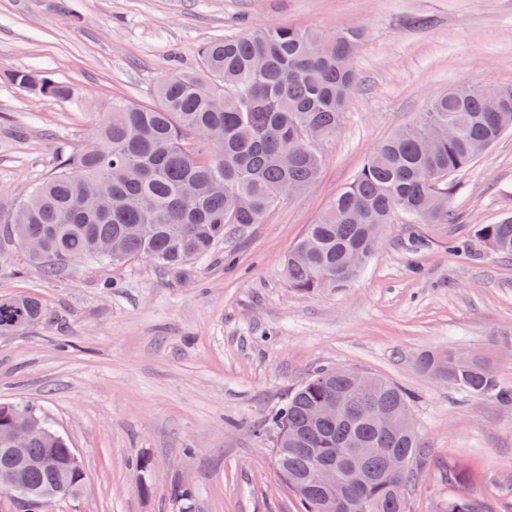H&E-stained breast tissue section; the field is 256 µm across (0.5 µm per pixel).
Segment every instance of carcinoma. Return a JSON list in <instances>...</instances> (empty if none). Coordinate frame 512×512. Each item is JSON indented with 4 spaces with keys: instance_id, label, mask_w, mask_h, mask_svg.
<instances>
[{
    "instance_id": "cac0c4a2",
    "label": "carcinoma",
    "mask_w": 512,
    "mask_h": 512,
    "mask_svg": "<svg viewBox=\"0 0 512 512\" xmlns=\"http://www.w3.org/2000/svg\"><path fill=\"white\" fill-rule=\"evenodd\" d=\"M365 37L362 25L323 32L296 25H262L200 48L198 70L167 75L153 101H114L82 150L62 148L54 171L29 199L0 211V223L26 259L53 278L70 264H123L144 259L177 279L211 256L228 231L262 224L292 189L318 180L322 146L339 130L357 86L354 69ZM9 80L35 95L71 99L74 90L43 70H15ZM453 135H448V129ZM512 131V86L473 84L431 97L412 124L395 130L369 154L352 181L329 203L288 253L289 287L300 293L346 288L377 249L382 228L398 216L415 224H450L452 177ZM475 238L501 258H512V215L478 224ZM46 318L33 295L0 294V335L18 334ZM448 384L491 395L512 407V387L499 384L485 363L459 365L446 353ZM332 399L343 413L313 423L311 406ZM412 396L380 377L364 391L334 368L314 372L270 416L274 460L288 476L301 512H316L312 459L306 449L338 464L357 448H388L408 458L407 468L386 475L379 452L364 468L375 479L364 491L343 488L350 512H409L396 484L409 486L422 448L402 418ZM385 406L396 424L361 416L368 403ZM24 429L22 489L0 473V492L25 512H40L37 494L54 483L63 497L81 494L85 479L67 462L68 440L29 403L0 404V448ZM440 512H477L463 494Z\"/></svg>"
}]
</instances>
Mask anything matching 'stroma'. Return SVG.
<instances>
[{
  "label": "stroma",
  "mask_w": 512,
  "mask_h": 512,
  "mask_svg": "<svg viewBox=\"0 0 512 512\" xmlns=\"http://www.w3.org/2000/svg\"><path fill=\"white\" fill-rule=\"evenodd\" d=\"M71 2L0 0V194L11 203L52 171L60 147L93 142L98 111L150 102L163 76L197 69L206 43L262 24L358 23L366 36L360 89L317 183L226 234L191 277L139 259L81 261L49 278L0 224V293L38 296L47 311L23 335L0 336V402L37 405L86 472L82 495L54 512H299L255 430L314 371L336 367L412 394L423 454L410 512L458 494L479 512H512V407L418 368L428 353L477 356L512 386V259L469 240L512 213V133L457 175L462 223L396 219L345 288L301 294L283 269L372 148L432 95L512 86V0H79L77 22ZM417 15L431 26L410 25ZM27 68L70 83L74 98L8 81ZM178 484L195 488L192 503L172 497Z\"/></svg>",
  "instance_id": "1"
}]
</instances>
